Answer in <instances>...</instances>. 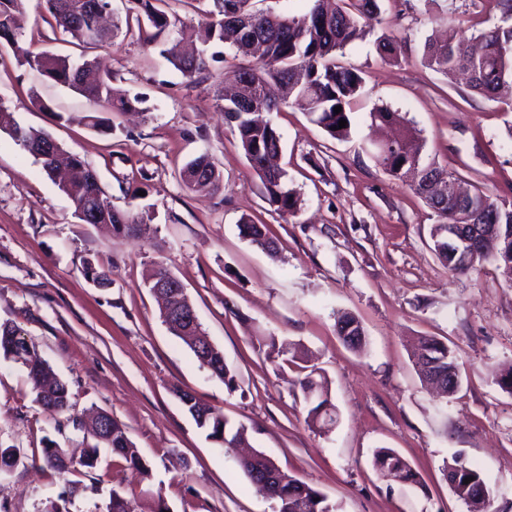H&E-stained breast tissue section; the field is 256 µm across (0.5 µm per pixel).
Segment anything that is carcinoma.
Returning a JSON list of instances; mask_svg holds the SVG:
<instances>
[{
	"label": "carcinoma",
	"instance_id": "cac0c4a2",
	"mask_svg": "<svg viewBox=\"0 0 512 512\" xmlns=\"http://www.w3.org/2000/svg\"><path fill=\"white\" fill-rule=\"evenodd\" d=\"M380 0H314L311 9L301 15L284 17L272 12H256L251 0H213L214 9L197 24H185L166 11V0H125V21L151 30L149 42L159 49V55L186 79L210 72L212 63L224 62L225 77L235 92L220 96L225 119L231 124L239 146L250 167L259 178L266 202L286 215L297 209L299 197L288 187L287 173L274 160L281 151V137L276 128L257 115L279 112L287 106H297L330 137L349 136L351 104L363 84L362 71L340 63L337 56L363 37L365 28L382 24ZM106 9L111 0H43V7L53 18L55 28L82 48L110 45L117 38L120 22L112 23L109 32L98 31L99 14L94 5ZM24 0H0V47L12 51L16 63L39 73L47 82L72 88L93 99L102 112L89 117L90 126L101 130L113 129L112 114L143 112L146 102L141 93L118 96L111 86V76H103L92 61L84 56L74 58L47 51L36 52L25 46L17 24ZM179 37H170L174 28ZM457 27L450 28L448 38L427 40L422 47L424 64L448 78L460 74L475 94L493 100L505 87L512 86V24L497 25L478 34L479 49H472L458 36ZM231 43L233 57H221L216 47ZM377 49L381 59L397 63L402 55L401 39L385 30L378 37ZM340 106L342 111L334 113ZM371 119L381 125L397 126L398 136L390 139L386 150L374 152L377 165L387 175L403 179L415 169L419 178L414 193L433 211L436 223L431 225L430 237L438 258L448 263V270L465 273L467 269L448 262V225L470 222L478 224H512V200L482 189L456 193L452 183L455 175L436 161H424L425 141L408 126L401 113L387 107L371 112ZM347 121L339 128V121ZM0 132L8 134L17 145L32 156L42 170L53 175L55 158L47 149L50 133L18 121L15 113L0 107ZM182 181L194 192L214 194L220 188V174L209 154L203 152L185 164ZM62 192L74 210L84 208L87 201L96 202L94 224H109L116 233L134 229L138 220L129 212L119 211L104 197L93 170L76 155L68 157L66 185ZM240 231L251 244L270 257H277V247L265 224L242 219ZM84 277L98 288L112 284L111 273L85 260ZM190 348L200 365L224 382L228 391L238 388L237 374L224 362L217 347L198 350L195 337L203 335L201 325L187 333L169 326ZM420 351L436 362L435 370L448 374V366H457L454 350L431 336L420 338ZM0 357L24 365L36 392V401L48 409L65 412L69 409V391L65 383L54 377L51 367L36 353L32 344L11 324L0 325ZM306 403V421L322 427L336 421V407L331 402L326 378L311 370L298 381ZM178 397L197 426L226 448L245 444L246 431L232 427L224 416L188 393ZM90 430L112 452L123 457L132 472L143 475L146 464L131 448L122 424L106 413L91 421ZM46 461L59 469L71 465L63 448H45ZM239 466L257 490L278 503V512H293V505L304 500L307 512H338L337 505L319 490L299 478L281 471L273 460L262 452L239 460ZM373 466L382 475H392L398 482L422 486L418 473L398 452L379 448L373 455ZM458 471V486L454 495L467 507V512H489L490 494L484 478L458 458L445 470ZM470 483L463 484L464 479ZM162 497L151 498L143 508L134 498L112 491L107 512H163Z\"/></svg>",
	"mask_w": 512,
	"mask_h": 512
}]
</instances>
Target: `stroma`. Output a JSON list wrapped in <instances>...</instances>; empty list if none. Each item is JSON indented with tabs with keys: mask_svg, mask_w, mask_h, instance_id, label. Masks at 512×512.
I'll return each instance as SVG.
<instances>
[{
	"mask_svg": "<svg viewBox=\"0 0 512 512\" xmlns=\"http://www.w3.org/2000/svg\"><path fill=\"white\" fill-rule=\"evenodd\" d=\"M382 16L407 38L400 64L382 62L374 36L348 46L344 64L365 74L351 107L348 139L330 138L295 108L269 113L281 135L279 163L300 204L274 211L243 156L216 97L218 76L185 79L137 24L114 46L86 50L102 59L119 93H142L146 116L125 113L112 132L93 130V101L46 83L0 50V106L49 131L95 171L113 206L142 219L116 234L74 215L71 201L40 165L0 133V324L21 329L66 383L71 407L36 402L26 369L0 359V448L20 463L0 473V512H106L112 490L161 495L170 512H276L239 468L234 450L208 438L177 391L194 395L234 425L285 472L325 494L340 512H467L450 490L446 461L462 457L491 490L490 512H512V393L496 377L512 367V283L495 265L455 274L432 250L435 218L407 183L373 157L375 108L405 115L426 142L425 159L459 172L468 186L512 196V108L473 95L421 61L438 14L466 36L501 23L488 0H381ZM25 39L33 50L72 52L39 0H26ZM38 91L53 103L40 111ZM208 153L223 179L215 195L189 190L180 172ZM268 225L279 256L240 233L241 219ZM110 269L96 288L84 259ZM163 263L186 288L211 342L235 369L239 387L201 367L163 322L144 280ZM353 313L367 345L357 352L336 334ZM297 345L329 383L337 421L309 426L294 370H280L265 337ZM433 336L455 349L461 386L437 395L418 376L413 350ZM92 411L121 423L149 468L132 476L125 460L79 420ZM81 455L98 447L93 469L46 465L48 446ZM395 449L422 487L383 479L376 448ZM72 495H64L65 487Z\"/></svg>",
	"mask_w": 512,
	"mask_h": 512,
	"instance_id": "1",
	"label": "stroma"
}]
</instances>
